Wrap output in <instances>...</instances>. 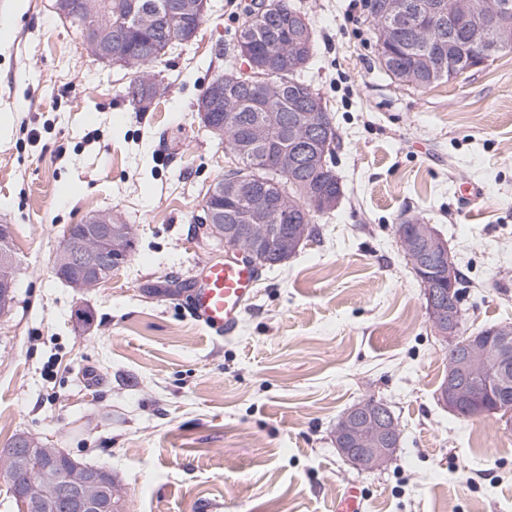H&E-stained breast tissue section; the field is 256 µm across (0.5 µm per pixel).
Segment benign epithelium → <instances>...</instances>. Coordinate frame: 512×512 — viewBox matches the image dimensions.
<instances>
[{"label":"benign epithelium","mask_w":512,"mask_h":512,"mask_svg":"<svg viewBox=\"0 0 512 512\" xmlns=\"http://www.w3.org/2000/svg\"><path fill=\"white\" fill-rule=\"evenodd\" d=\"M210 0H171L170 12L178 19L206 16ZM457 10L466 21L464 45L461 53H427L423 59L430 74L443 71L453 73L461 68H477L512 46V23L505 17L512 13L509 0H460ZM447 11L442 0H381L376 13V37L380 58L396 32L418 33L425 19L438 21L448 41L456 37V28L447 25ZM80 34L87 51L99 62L122 66L138 71L143 85L151 96L164 93V83L158 73L145 69L147 61L137 56H122L112 48V27L104 25L98 15L87 12L81 22ZM239 59L244 63L240 83L253 89V98L265 104L271 93L261 81L259 72L273 66L288 65L298 47L288 45L282 52L265 63L258 62L249 50V38H237ZM195 111L203 127L214 137L224 139V124L214 122V113L224 111V83H211L205 94L195 103ZM309 122H300L290 130L288 141L278 149V168L288 170L295 164L294 146L307 138V131L315 127L320 138L328 139L333 126L322 103L312 100L308 108ZM278 120V113L269 112L263 121L250 129L251 145L267 142L270 126ZM306 204L299 207L303 223L290 228L288 250L298 246L308 237L311 217L328 214L338 208L342 191L315 194L308 187L301 188ZM224 196V183L215 182L207 192L197 217L209 236L224 241V254L243 262L261 267L269 263L261 244L277 242L276 225L288 219V199L281 198V205L261 204L249 210L243 224H226L221 210L211 204ZM123 223L120 213L112 210L97 212L83 222L84 235L74 238L66 234L51 260V272L58 279L70 284L79 293L97 288L105 274L127 260L122 250L118 225ZM400 244L406 249L416 277L425 288L429 321L437 336L451 350L444 382L438 390L439 402L458 417L481 418L501 416L512 424V326L500 325L484 328L469 336L461 335L463 313L458 286L459 269L440 233L430 224L414 223L409 219L395 225ZM18 280V270L13 259L0 252V299L9 298ZM336 449L356 470L372 472L388 464L401 443V430L394 415L383 402H361L351 406L339 419L335 432ZM45 449V445L21 434L15 441L17 457L23 463ZM106 473L82 477L67 476L47 466L40 485L11 488L19 512H44L43 504L56 496L59 488L69 490L68 509L72 512H92L97 503Z\"/></svg>","instance_id":"1"}]
</instances>
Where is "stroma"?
Returning a JSON list of instances; mask_svg holds the SVG:
<instances>
[{"instance_id": "1", "label": "stroma", "mask_w": 512, "mask_h": 512, "mask_svg": "<svg viewBox=\"0 0 512 512\" xmlns=\"http://www.w3.org/2000/svg\"><path fill=\"white\" fill-rule=\"evenodd\" d=\"M239 2L211 0L141 112L124 95L134 71L94 60L51 0H0V224L20 267L0 314V448L25 432L111 470L124 512H330L351 485L367 512H512V427L438 402L448 349L394 233L413 217L447 241L463 333L512 325V52L414 88L379 68L371 0H291L315 28L305 78L336 128L344 197L259 270L236 335L214 338L187 285L224 248L195 217L236 161L194 104L237 56ZM466 184L482 189L468 206ZM104 210L134 226L135 248L81 295L50 256ZM373 397L401 445L362 473L334 432Z\"/></svg>"}]
</instances>
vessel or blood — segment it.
<instances>
[{
  "instance_id": "b4317fda",
  "label": "vessel or blood",
  "mask_w": 512,
  "mask_h": 512,
  "mask_svg": "<svg viewBox=\"0 0 512 512\" xmlns=\"http://www.w3.org/2000/svg\"><path fill=\"white\" fill-rule=\"evenodd\" d=\"M258 273L253 267L233 261L208 264L191 281L192 317L215 337L234 335L255 290ZM362 490L351 486L337 494L334 512H366Z\"/></svg>"
}]
</instances>
